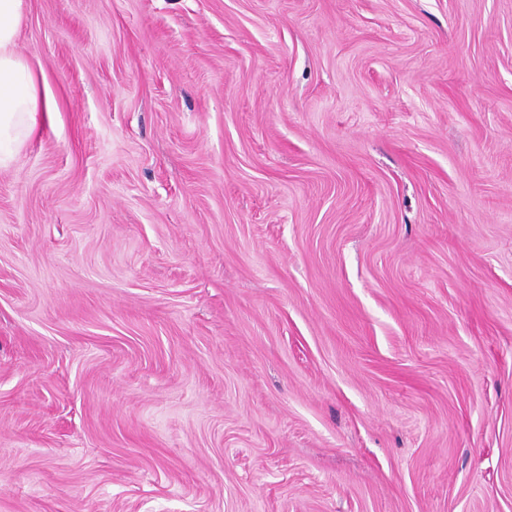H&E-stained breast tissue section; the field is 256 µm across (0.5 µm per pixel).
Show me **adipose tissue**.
<instances>
[{
    "label": "adipose tissue",
    "instance_id": "obj_1",
    "mask_svg": "<svg viewBox=\"0 0 512 512\" xmlns=\"http://www.w3.org/2000/svg\"><path fill=\"white\" fill-rule=\"evenodd\" d=\"M23 9L24 0H0V167L12 161L53 109L49 94L15 51Z\"/></svg>",
    "mask_w": 512,
    "mask_h": 512
}]
</instances>
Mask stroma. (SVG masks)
Listing matches in <instances>:
<instances>
[{
    "mask_svg": "<svg viewBox=\"0 0 512 512\" xmlns=\"http://www.w3.org/2000/svg\"><path fill=\"white\" fill-rule=\"evenodd\" d=\"M0 512H512V0H24Z\"/></svg>",
    "mask_w": 512,
    "mask_h": 512,
    "instance_id": "1",
    "label": "stroma"
}]
</instances>
